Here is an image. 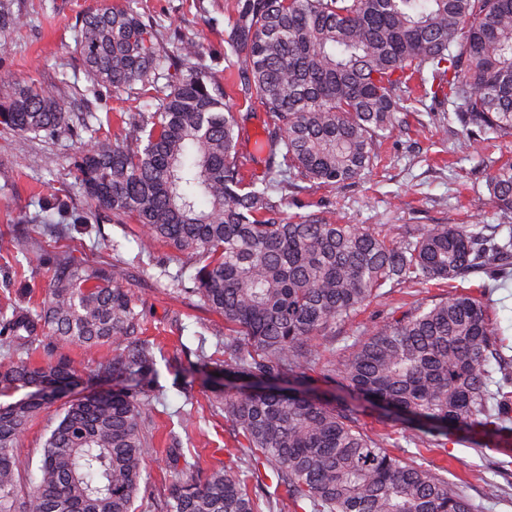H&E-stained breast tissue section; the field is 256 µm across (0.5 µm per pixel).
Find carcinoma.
<instances>
[{"instance_id":"carcinoma-1","label":"carcinoma","mask_w":512,"mask_h":512,"mask_svg":"<svg viewBox=\"0 0 512 512\" xmlns=\"http://www.w3.org/2000/svg\"><path fill=\"white\" fill-rule=\"evenodd\" d=\"M15 0H0V34L24 25ZM241 92L273 124L262 145L263 175L239 165L243 117L196 66L200 48L182 43L186 75L166 85L159 112L125 121V144L90 136L76 167L90 206L132 217L141 249L163 242L198 257L186 292L224 320L225 372L250 383L224 397V416L254 469L268 467L286 497L312 512H475L461 486L388 452L363 433L346 399L324 402L301 389L317 360L316 340L345 322L384 285L452 283L484 268L512 276V164L487 187L502 224H405L392 238L376 227L338 224L316 213L281 218L288 176L337 186L372 164L381 136L406 123L423 95L454 108L459 146L478 134L512 141V0H244L224 39ZM76 46L94 85L155 84L164 55L153 26L131 10L87 13ZM79 119L33 84L0 79V124L62 138ZM123 279L87 260H60L40 310L0 311L9 355L0 392V512H135L150 444L148 403L132 376L154 371L152 348L131 339L139 313ZM86 349L115 345L91 369L31 353L42 339ZM502 345L486 306L466 293L388 317L324 378L345 394L380 402L432 430L488 427L496 397L488 365ZM100 378L66 401L43 448L39 478L24 485L16 449L28 425L62 393ZM163 512H261L239 471L207 474L185 465Z\"/></svg>"}]
</instances>
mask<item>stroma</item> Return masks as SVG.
Here are the masks:
<instances>
[{
	"label": "stroma",
	"mask_w": 512,
	"mask_h": 512,
	"mask_svg": "<svg viewBox=\"0 0 512 512\" xmlns=\"http://www.w3.org/2000/svg\"><path fill=\"white\" fill-rule=\"evenodd\" d=\"M243 0H16L26 24L0 35V77L31 81L61 97L73 112H91L92 131L49 140L0 129V308L7 305L39 310L54 275L42 264L43 251L64 253L76 242L73 256L120 274L134 295L139 314L138 338L153 342L160 358L156 374L145 376L139 396L151 406L144 427L152 448L145 458L144 480L136 501L139 512L167 492L174 460L206 470L236 464L250 495L263 512H294L270 469L252 474L241 460L239 437L224 419V403L197 370L202 361L222 362L224 323L189 295L195 259L163 243L141 251L142 228L99 212L89 228L74 224L87 206L77 156L90 132L111 142L122 140L123 121L133 112H156L163 105V86L173 70H161L158 83L115 91L87 81L76 46L83 14L105 6L133 10L158 25L164 50L183 41L199 45L202 62L219 75L227 103L247 116L250 134L262 133L269 117L257 101L243 97L229 70L224 31ZM453 108L425 99L407 116L406 126L380 138L377 156L360 176L338 187L289 182L282 216L295 221L311 212L339 224H377L397 235L405 224H496L500 217L487 188V176L512 163V141L476 136L468 152H458ZM461 292L488 304L489 317L512 358V280L492 284L478 269L459 280ZM449 288L383 287L352 319L320 337L319 361L308 378L325 395L336 394L325 381L324 364L347 355L377 322L398 317L411 307L448 298ZM358 424L370 437L383 440L394 455L426 468L445 467L449 480L462 484L478 512H512V395H503L499 417L490 430H449L446 446L423 447L408 441V427L363 404ZM56 424L55 409L35 418L17 450L21 478L39 475L44 443ZM497 494H490V487Z\"/></svg>",
	"instance_id": "stroma-1"
}]
</instances>
